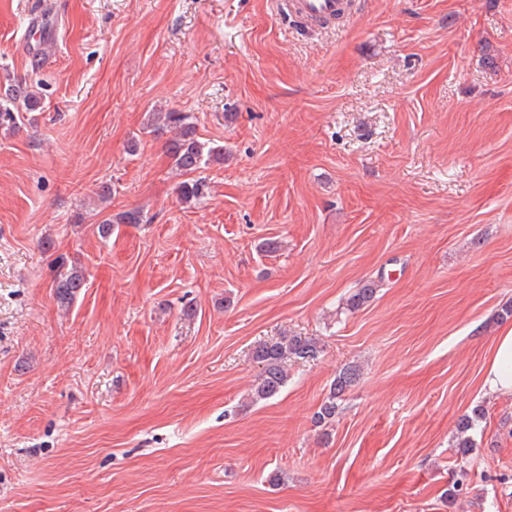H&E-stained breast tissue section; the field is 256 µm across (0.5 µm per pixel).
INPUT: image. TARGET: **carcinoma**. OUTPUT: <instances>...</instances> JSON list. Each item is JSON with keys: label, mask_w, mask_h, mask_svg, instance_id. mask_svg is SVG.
I'll use <instances>...</instances> for the list:
<instances>
[{"label": "carcinoma", "mask_w": 512, "mask_h": 512, "mask_svg": "<svg viewBox=\"0 0 512 512\" xmlns=\"http://www.w3.org/2000/svg\"><path fill=\"white\" fill-rule=\"evenodd\" d=\"M40 97L34 85L25 78L9 77L0 91V126L13 128L16 124L15 112L24 107L28 112L39 108ZM173 136L166 142L167 152L176 170L185 176L176 187L179 200L185 204L199 201L205 195V180L198 172L213 163L224 160V148L211 146L199 140L195 123L186 112H154L143 128V134L158 136L166 130ZM141 215L138 211H128L115 216H107L99 221L98 233L106 237L114 224H138ZM56 298L61 306L70 307L76 297L86 287V277L82 270L68 265L65 257L59 255L53 260ZM377 285L368 283L351 294L346 306L350 311L360 309L370 302ZM320 347L316 339L302 336H280L275 340L257 346L254 360L262 365V371L254 388L253 398L265 400L280 393L288 382V363L310 361L318 357ZM359 379V372L353 366L342 369L331 383L329 394L314 415L317 424L328 423L336 417L337 400Z\"/></svg>", "instance_id": "obj_1"}]
</instances>
